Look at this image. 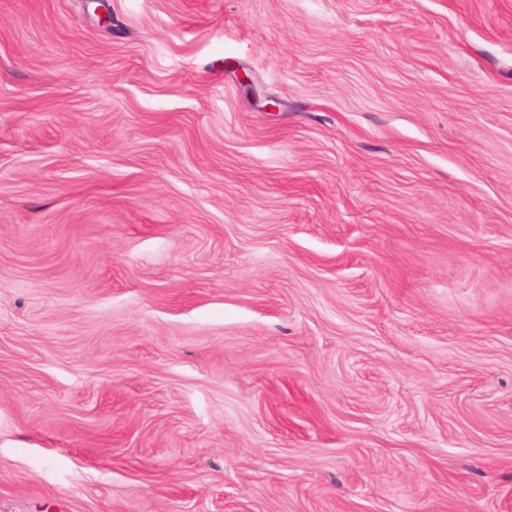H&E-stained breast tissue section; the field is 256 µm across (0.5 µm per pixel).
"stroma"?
<instances>
[{
  "mask_svg": "<svg viewBox=\"0 0 512 512\" xmlns=\"http://www.w3.org/2000/svg\"><path fill=\"white\" fill-rule=\"evenodd\" d=\"M0 512H512V0H0Z\"/></svg>",
  "mask_w": 512,
  "mask_h": 512,
  "instance_id": "obj_1",
  "label": "stroma"
}]
</instances>
